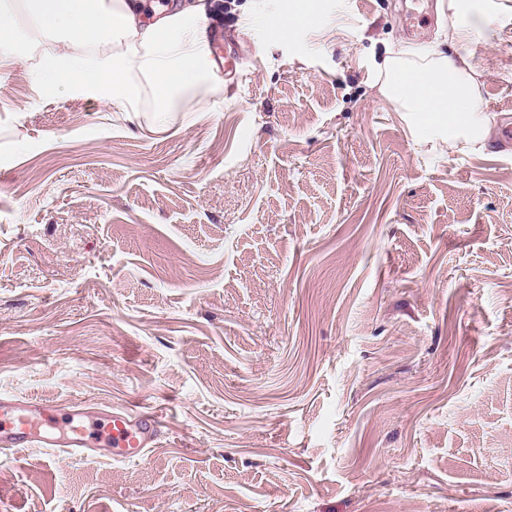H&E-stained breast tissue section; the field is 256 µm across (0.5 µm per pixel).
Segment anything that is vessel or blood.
Instances as JSON below:
<instances>
[{"mask_svg": "<svg viewBox=\"0 0 512 512\" xmlns=\"http://www.w3.org/2000/svg\"><path fill=\"white\" fill-rule=\"evenodd\" d=\"M160 419L151 412L122 409L86 412L84 404L0 395V447L15 451L38 444L73 457L100 454L140 459L158 440Z\"/></svg>", "mask_w": 512, "mask_h": 512, "instance_id": "obj_1", "label": "vessel or blood"}]
</instances>
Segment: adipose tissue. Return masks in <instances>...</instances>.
<instances>
[{"mask_svg":"<svg viewBox=\"0 0 512 512\" xmlns=\"http://www.w3.org/2000/svg\"><path fill=\"white\" fill-rule=\"evenodd\" d=\"M465 2L448 0L443 47L388 52L380 90L413 113L422 136L481 151L490 121L476 105L479 74L461 47L484 29L458 22ZM216 11L211 0H0V74L16 62L25 21L48 44L34 74L40 94L90 96L122 112L139 111L148 95L162 124L183 107L208 108Z\"/></svg>","mask_w":512,"mask_h":512,"instance_id":"obj_1","label":"adipose tissue"}]
</instances>
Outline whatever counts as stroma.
Returning a JSON list of instances; mask_svg holds the SVG:
<instances>
[{
  "label": "stroma",
  "instance_id": "stroma-1",
  "mask_svg": "<svg viewBox=\"0 0 512 512\" xmlns=\"http://www.w3.org/2000/svg\"><path fill=\"white\" fill-rule=\"evenodd\" d=\"M230 0L223 91L154 120L0 80V393L150 410L145 455L0 448V512H512V15L468 51L497 132L380 91L421 0ZM295 6L294 11L285 14L280 19V30L284 35H288L295 27L304 24L307 20L312 24L317 22V15L314 13L311 4L312 0H301Z\"/></svg>",
  "mask_w": 512,
  "mask_h": 512
}]
</instances>
